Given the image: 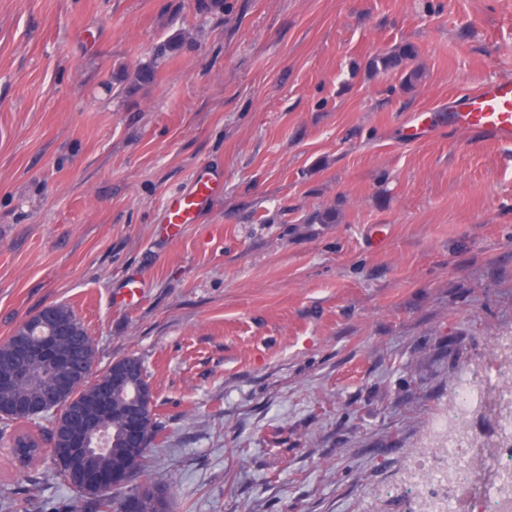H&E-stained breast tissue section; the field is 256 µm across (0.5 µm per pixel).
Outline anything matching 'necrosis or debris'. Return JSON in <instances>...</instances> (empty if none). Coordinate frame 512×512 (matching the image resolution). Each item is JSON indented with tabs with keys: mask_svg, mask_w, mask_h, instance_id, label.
I'll use <instances>...</instances> for the list:
<instances>
[{
	"mask_svg": "<svg viewBox=\"0 0 512 512\" xmlns=\"http://www.w3.org/2000/svg\"><path fill=\"white\" fill-rule=\"evenodd\" d=\"M512 335L494 336L431 420L429 451L411 457V512H512Z\"/></svg>",
	"mask_w": 512,
	"mask_h": 512,
	"instance_id": "obj_1",
	"label": "necrosis or debris"
}]
</instances>
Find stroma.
I'll use <instances>...</instances> for the list:
<instances>
[{
	"instance_id": "35a3bbf8",
	"label": "stroma",
	"mask_w": 512,
	"mask_h": 512,
	"mask_svg": "<svg viewBox=\"0 0 512 512\" xmlns=\"http://www.w3.org/2000/svg\"><path fill=\"white\" fill-rule=\"evenodd\" d=\"M226 2L0 0V342L64 305L93 376L139 357L175 512H406L411 450L512 331V144L404 125L512 78V0ZM405 42L408 92L365 70ZM201 171L217 195L167 238ZM51 467L0 451V512L72 504ZM184 40L182 33H179L168 40L156 44L147 63L140 65L132 75H129L127 71L113 74V83L119 85L130 83V86H145L154 82L159 65L168 58L178 54L184 45Z\"/></svg>"
}]
</instances>
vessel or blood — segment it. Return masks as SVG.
I'll list each match as a JSON object with an SVG mask.
<instances>
[{
	"instance_id": "1",
	"label": "vessel or blood",
	"mask_w": 512,
	"mask_h": 512,
	"mask_svg": "<svg viewBox=\"0 0 512 512\" xmlns=\"http://www.w3.org/2000/svg\"><path fill=\"white\" fill-rule=\"evenodd\" d=\"M453 119L458 128L512 144V79L504 78L460 95ZM215 190L213 180L197 178L190 191L169 197L166 212L172 235H179L184 225L195 223L199 209Z\"/></svg>"
}]
</instances>
